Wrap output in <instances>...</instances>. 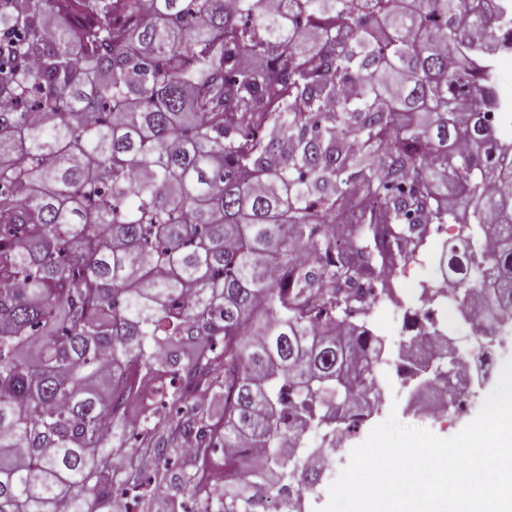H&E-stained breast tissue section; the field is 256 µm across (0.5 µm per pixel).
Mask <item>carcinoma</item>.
<instances>
[{
    "label": "carcinoma",
    "instance_id": "1",
    "mask_svg": "<svg viewBox=\"0 0 512 512\" xmlns=\"http://www.w3.org/2000/svg\"><path fill=\"white\" fill-rule=\"evenodd\" d=\"M264 2L0 0V512H113L147 452L204 512H300L429 224L485 335L512 313V0ZM199 395L114 466L130 402Z\"/></svg>",
    "mask_w": 512,
    "mask_h": 512
}]
</instances>
